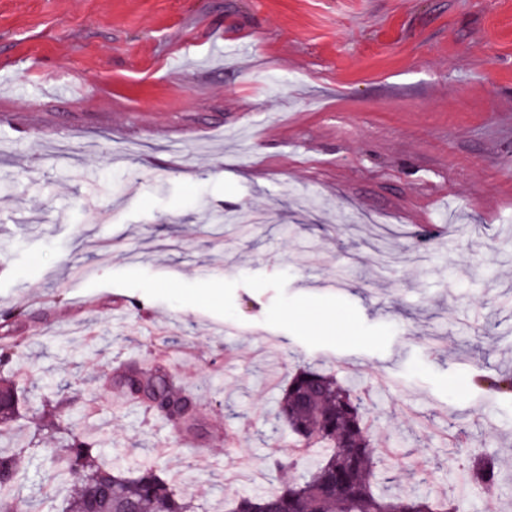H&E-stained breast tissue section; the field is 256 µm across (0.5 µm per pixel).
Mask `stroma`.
<instances>
[{
    "label": "stroma",
    "instance_id": "35a3bbf8",
    "mask_svg": "<svg viewBox=\"0 0 512 512\" xmlns=\"http://www.w3.org/2000/svg\"><path fill=\"white\" fill-rule=\"evenodd\" d=\"M343 314L351 339L294 318ZM20 436L57 391L195 512L279 484L302 360L359 378L392 491L512 512V0H0V337ZM182 444L102 387L161 336ZM501 460L463 483L449 429ZM25 512H61L58 438Z\"/></svg>",
    "mask_w": 512,
    "mask_h": 512
}]
</instances>
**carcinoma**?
<instances>
[{"label": "carcinoma", "mask_w": 512, "mask_h": 512, "mask_svg": "<svg viewBox=\"0 0 512 512\" xmlns=\"http://www.w3.org/2000/svg\"><path fill=\"white\" fill-rule=\"evenodd\" d=\"M112 392L139 404L179 429L189 439L206 435L198 416L185 411L193 393L174 384L165 360H131L116 370ZM364 397L336 377L302 363L281 389L276 416L292 436L296 448H317L319 455L306 474L290 478L265 494H240L228 502L227 512H459L450 500L393 494L386 478L376 471L374 448L365 422ZM20 417L19 397L12 387L0 389V435L9 434ZM65 434L66 453L59 458L53 480L66 487L62 512H87L90 501L98 512H191L193 505L174 493L171 485L150 466L133 471L102 463L100 441L60 419L33 431L12 453L0 451V512H22V489L29 466L24 457L44 436ZM495 455H468L467 483L476 490L500 485Z\"/></svg>", "instance_id": "obj_1"}]
</instances>
